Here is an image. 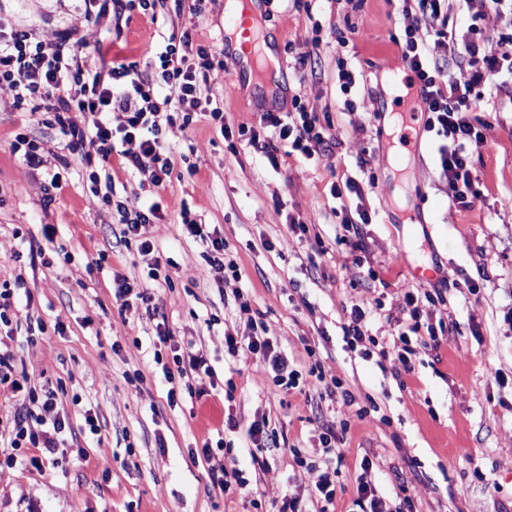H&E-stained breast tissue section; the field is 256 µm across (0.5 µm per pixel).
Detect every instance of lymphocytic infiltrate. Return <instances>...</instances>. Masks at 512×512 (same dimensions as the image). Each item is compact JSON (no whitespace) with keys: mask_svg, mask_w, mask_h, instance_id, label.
<instances>
[{"mask_svg":"<svg viewBox=\"0 0 512 512\" xmlns=\"http://www.w3.org/2000/svg\"><path fill=\"white\" fill-rule=\"evenodd\" d=\"M470 12L464 25L452 23L450 0H415L417 19L404 28L401 51L416 72L422 90L426 126L440 137L438 160L442 176L452 191L450 203L460 209L474 205L478 192L469 168L470 146L483 145L487 136L476 128L469 113L485 96L506 91L512 77V0H464ZM497 18L495 50H488V40L478 26L486 12ZM436 36L438 45L449 53H463L467 67L460 76L445 77V63L428 48V36ZM215 69L205 48H193L189 33H171L163 41L150 44L140 61H114L89 65L80 50L75 33L69 29L56 32L52 41L33 40L20 29L0 30V88L13 94L15 109L39 113L55 126L66 140L69 152L82 159L119 158L122 167L139 176L141 183L161 189L173 170V151L167 130L182 122L190 125L201 108L200 95L209 89ZM293 111L264 113L260 127H240L238 134L250 146L261 149L272 169L281 166L279 152L288 148L312 160L324 157L336 139L332 123L321 122L318 112L301 98H294ZM105 203L115 204L123 224L126 243L136 244L140 254L153 251L148 237L150 224L160 218L161 205L131 209L114 199L113 191L103 194ZM185 232L205 248L200 270L204 279L230 288L241 314L246 315L250 333L224 335V350L230 357L255 356L283 390L304 389L307 384L320 387L330 396L341 395L345 403L354 396L337 377H327L321 364H312L308 372L291 365L287 356L268 335L263 322L252 318L251 301L239 286L241 271L235 261L226 259V245L217 231L182 211ZM432 294L416 296L407 292L405 305L396 318L401 344L397 359L404 369H411L415 350L410 336L426 330L430 341H437L436 328H422L420 304L432 301ZM160 343L169 344L173 363L180 378L204 386L214 372L203 355L174 343L168 330L157 333ZM15 355L0 350V385H7L17 403L11 419L10 453L7 467L16 466L17 452L29 449L30 465L43 470L45 461L54 460L64 445L70 429L66 414L58 406L54 391L36 393L12 376ZM337 436L326 429L319 443L326 456L324 469L314 484L318 512H331L336 500L339 470L332 455ZM210 462L214 485L224 493L251 496L252 506H259L258 482L242 470L217 463L210 448H202Z\"/></svg>","mask_w":512,"mask_h":512,"instance_id":"1","label":"lymphocytic infiltrate"}]
</instances>
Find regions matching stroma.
<instances>
[{"label":"stroma","instance_id":"35a3bbf8","mask_svg":"<svg viewBox=\"0 0 512 512\" xmlns=\"http://www.w3.org/2000/svg\"><path fill=\"white\" fill-rule=\"evenodd\" d=\"M191 4L182 0L154 20L127 11L96 23L79 0H0L1 25L44 41L72 29L93 63L103 44L134 61L141 43L189 32L222 65L209 97L224 113L220 122L201 112L188 128L169 127L174 168L157 192L140 188L118 162L64 150L57 128L15 110L11 93L0 89V281L22 278L31 295L28 319L11 331L13 376L55 391L71 424L57 465L0 469V512H255L249 498L213 486L200 455L207 444L216 460L232 456L257 474L264 512H280L285 498L308 500L314 482L293 450L321 464L316 432L345 420L352 427L336 447V512H357L355 476L365 458L390 512L403 490L416 512H512V207L504 204L512 198V97L478 102L469 114L490 131L470 151L479 197L471 209H456L439 174L435 132L420 128L403 173L392 167L386 77L401 71L417 79L397 44L407 23L402 0H360L345 18L327 0L309 10L258 0L273 50L272 88L238 78L236 51L224 46L226 0H209L198 19ZM347 25L355 32L341 54L365 80L345 92L335 46L337 29ZM302 56L300 72L294 64ZM297 95L338 130V145L320 162L285 155L275 170L246 142L225 139L224 130L259 126L263 113L291 111ZM357 122L365 132L354 131ZM21 128L47 150L49 166L69 167L52 201L44 199V175L12 150ZM93 172L111 173L117 198L129 205L160 200L162 217L149 229L152 255L125 245L115 207L91 191ZM350 178L374 186L360 198H334L332 184ZM360 203L375 219L362 225L365 248L355 255L343 240L344 220ZM185 209L223 236L241 287L291 364L305 369L319 359L346 381L357 405L374 402L375 412L359 421L354 407L323 390L273 391L258 359H225V328L241 331L246 321L233 296L198 275L203 247L184 232ZM292 214L308 224L306 235L289 229ZM47 224L53 237L43 233ZM156 255L174 262L168 280L146 279ZM116 272L147 283L154 310L137 300L121 310L112 295ZM410 290L441 293L426 315L445 328L438 346L418 348L412 372L396 356L367 358L346 343L345 308L354 303L373 309V333L392 342L387 317ZM160 323L213 367L204 395L184 392L169 405L162 367L172 353L156 337ZM89 411L94 435L84 420ZM228 412L246 422L268 419L279 445L266 452L264 471H255L237 434L221 431ZM221 440L230 449L218 448Z\"/></svg>","mask_w":512,"mask_h":512}]
</instances>
